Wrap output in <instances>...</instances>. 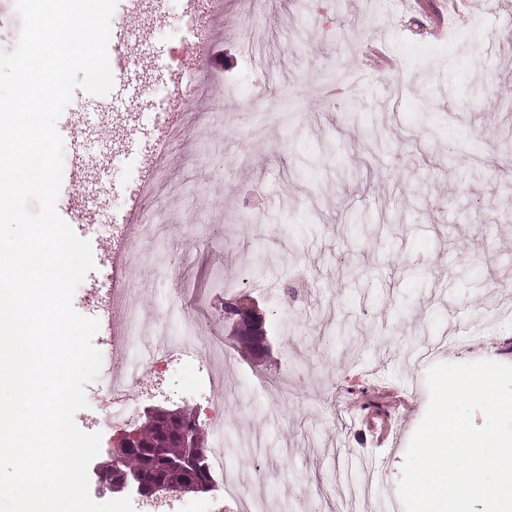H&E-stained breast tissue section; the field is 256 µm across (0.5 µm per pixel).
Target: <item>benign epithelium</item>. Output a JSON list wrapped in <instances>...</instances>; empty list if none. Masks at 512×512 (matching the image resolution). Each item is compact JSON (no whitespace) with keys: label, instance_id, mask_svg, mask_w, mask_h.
<instances>
[{"label":"benign epithelium","instance_id":"benign-epithelium-1","mask_svg":"<svg viewBox=\"0 0 512 512\" xmlns=\"http://www.w3.org/2000/svg\"><path fill=\"white\" fill-rule=\"evenodd\" d=\"M228 306L224 308L225 320L232 323L233 328L239 324H248L249 350L255 356H262L268 350L267 333L264 316L253 303L238 305L236 302L226 300ZM144 415L165 420L167 429L161 433L156 442L141 440L139 430L133 428L121 432L113 441L111 451L112 464L101 472L103 481L116 488L129 489L138 496L150 499L157 497L158 483L148 482L134 474L124 466L125 456L133 452L143 454L160 461V467L166 471H175L179 474L180 482L175 487L180 493H200L208 491L209 484L202 478L200 439L198 433L192 431L189 424L177 419L178 410H171L160 405H153L145 409ZM176 443L181 448L189 449L185 458L180 461H171L165 458L159 449Z\"/></svg>","mask_w":512,"mask_h":512}]
</instances>
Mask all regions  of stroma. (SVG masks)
Wrapping results in <instances>:
<instances>
[{"label":"stroma","mask_w":512,"mask_h":512,"mask_svg":"<svg viewBox=\"0 0 512 512\" xmlns=\"http://www.w3.org/2000/svg\"><path fill=\"white\" fill-rule=\"evenodd\" d=\"M429 2L426 11L401 0L373 29L360 25L366 0H260L249 37L236 0H226L223 16L202 17L195 33L210 46L204 63L179 40L184 0L154 24L128 13L140 28L131 50L177 56L185 80L211 78L199 94L165 101L186 131L154 195L129 197L126 155L144 158L158 134L155 117L127 121L134 102L109 112L90 98L87 121L112 138L88 135L83 164L64 168V183L83 188L94 210L81 236L95 268L74 309L106 315L112 252L139 235L122 222L129 206L163 225L162 258L182 262L166 281L150 267L133 269L143 283L137 303L151 316L178 302L223 340L228 356L210 369L233 394L251 397L224 410L226 463L288 512H372L353 495L372 468L383 479L379 494L395 495L429 401L427 368L410 365L412 356L512 364V313L485 314L512 285V157L502 150L512 142V0H472L440 36L431 14L447 5ZM371 45L394 68L366 66ZM214 112L222 124L212 123ZM202 220L226 227L223 241L198 244L184 233ZM245 262L254 278L246 291L269 339L260 359L225 326L233 289L216 280ZM299 277L310 294L301 320L285 329L272 300ZM86 394L91 403L76 422L101 432L99 467L122 424L105 410L98 382ZM131 398L138 414L157 404L203 407L196 362L143 366ZM272 406L286 408L287 419L268 421ZM248 432L269 442L265 461L244 453Z\"/></svg>","instance_id":"stroma-1"}]
</instances>
